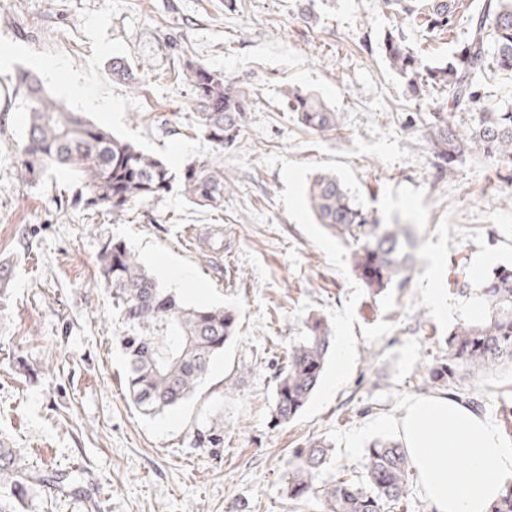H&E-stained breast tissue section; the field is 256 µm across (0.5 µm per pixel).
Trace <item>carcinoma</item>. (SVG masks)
I'll return each instance as SVG.
<instances>
[{
  "label": "carcinoma",
  "instance_id": "cac0c4a2",
  "mask_svg": "<svg viewBox=\"0 0 512 512\" xmlns=\"http://www.w3.org/2000/svg\"><path fill=\"white\" fill-rule=\"evenodd\" d=\"M383 5L397 18V27L383 34L380 51L405 80L411 100L417 105L434 97L448 100L450 110L427 112L422 118L439 171L445 173L478 156L496 163L498 176L512 183V107L487 109L482 93L499 72H512V0H383ZM461 21L467 29L465 38L447 62L426 60L422 47L409 44L403 33V26L410 25L429 38L441 39ZM183 76L192 87V110L206 136L221 148L233 144L242 131L249 93L224 73L189 61ZM15 88L23 90L28 112L18 168L22 180L64 172L87 188L86 207L117 217L172 189L175 176L162 159L66 109L45 89L33 90V77L26 73L16 77ZM283 96L288 111L306 129L323 133L336 127V112L315 95L289 87ZM464 113L471 115L470 122H465ZM180 189L193 204L217 209L234 185L224 177L223 166L204 161L181 174ZM307 199L317 223L353 241L352 272L371 293L407 285L417 259L406 225L381 223L333 174L316 175ZM98 272L126 325L118 344L126 361L124 385L133 404L144 414L181 406L224 354L236 329V310L187 304L121 241L104 244ZM483 294L492 304L489 314L451 331L446 355L428 370L425 380L430 388L446 389L454 398L467 394L465 382L471 378L512 366V269H495ZM307 329L308 335L286 353L277 376L272 411L277 423L295 418L305 408L324 372L328 327L324 318L311 315ZM330 451L326 441L313 439L291 452L289 498L306 504L310 512L401 508L411 476V458L401 442H372L362 480L342 474L318 486ZM42 483L71 490L77 477L70 471L45 476L21 464L16 451L0 441V512H19L29 489Z\"/></svg>",
  "mask_w": 512,
  "mask_h": 512
}]
</instances>
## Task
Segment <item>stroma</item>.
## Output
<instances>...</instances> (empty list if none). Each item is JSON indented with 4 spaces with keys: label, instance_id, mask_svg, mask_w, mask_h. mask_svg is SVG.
<instances>
[{
    "label": "stroma",
    "instance_id": "1",
    "mask_svg": "<svg viewBox=\"0 0 512 512\" xmlns=\"http://www.w3.org/2000/svg\"><path fill=\"white\" fill-rule=\"evenodd\" d=\"M395 21L381 0H0V440L37 470H77V494L34 486L26 512H297L287 461L329 442L320 482L362 474L370 444L418 399L458 324L488 313L486 276L512 268V185L469 158L439 174L404 80L379 51ZM250 91L243 129L220 149L189 111L184 61ZM123 62L127 81L112 77ZM67 108L163 159L173 170L215 161L234 183L224 208L179 189L115 217L76 199L66 174L18 176L26 103L18 72ZM294 85L338 114L308 132L282 95ZM341 179L366 210L412 225L419 262L406 287L370 296L352 246L317 224L305 191ZM124 242L192 305L231 307L237 331L197 394L154 416L124 391V330L98 278L99 255ZM349 337L335 378L329 356L305 409L273 424L276 374L309 315ZM28 371H19L17 358ZM483 417L512 424V368L473 380ZM221 441L205 438L214 419Z\"/></svg>",
    "mask_w": 512,
    "mask_h": 512
}]
</instances>
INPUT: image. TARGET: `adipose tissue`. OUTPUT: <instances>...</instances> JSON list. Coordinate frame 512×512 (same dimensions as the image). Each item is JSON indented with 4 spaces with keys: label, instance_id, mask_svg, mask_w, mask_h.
<instances>
[{
    "label": "adipose tissue",
    "instance_id": "adipose-tissue-1",
    "mask_svg": "<svg viewBox=\"0 0 512 512\" xmlns=\"http://www.w3.org/2000/svg\"><path fill=\"white\" fill-rule=\"evenodd\" d=\"M432 512H488L512 480V447L486 418L446 397L420 399L398 420ZM465 459L448 467V452Z\"/></svg>",
    "mask_w": 512,
    "mask_h": 512
}]
</instances>
